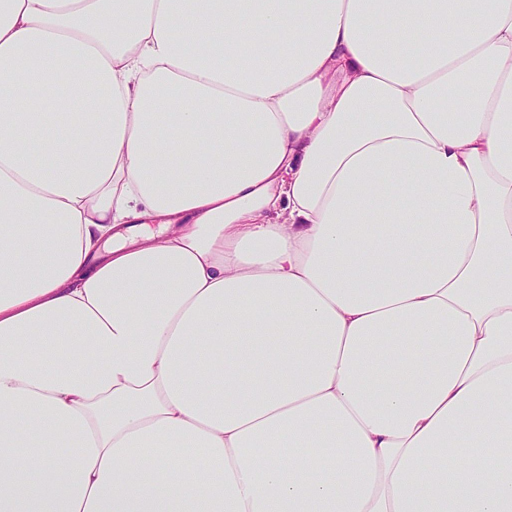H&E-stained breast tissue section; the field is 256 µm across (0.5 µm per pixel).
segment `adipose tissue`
Instances as JSON below:
<instances>
[{"label":"adipose tissue","instance_id":"ef3b65f1","mask_svg":"<svg viewBox=\"0 0 512 512\" xmlns=\"http://www.w3.org/2000/svg\"><path fill=\"white\" fill-rule=\"evenodd\" d=\"M0 512H512V0H0Z\"/></svg>","mask_w":512,"mask_h":512}]
</instances>
